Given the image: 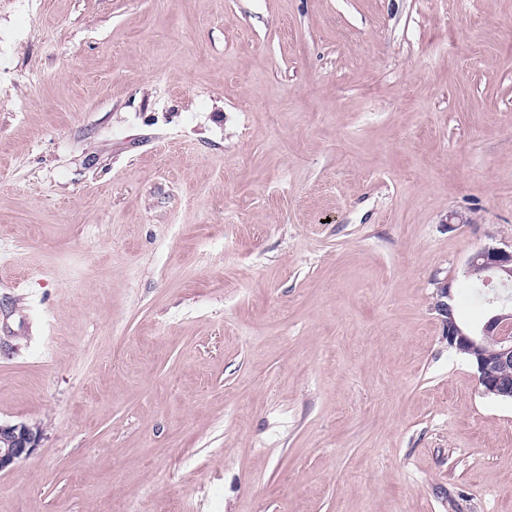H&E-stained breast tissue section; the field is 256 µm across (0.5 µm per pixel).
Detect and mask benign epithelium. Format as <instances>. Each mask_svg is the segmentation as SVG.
Segmentation results:
<instances>
[{
    "instance_id": "7a95c632",
    "label": "benign epithelium",
    "mask_w": 512,
    "mask_h": 512,
    "mask_svg": "<svg viewBox=\"0 0 512 512\" xmlns=\"http://www.w3.org/2000/svg\"><path fill=\"white\" fill-rule=\"evenodd\" d=\"M485 273L490 288L512 286V245L484 246L471 254L463 270ZM454 294L448 282L437 287L435 310L442 318L448 345L469 355L478 382L487 396L512 401V309L502 305L479 328L460 324L454 314ZM41 430L27 423H0V472L28 458L39 447Z\"/></svg>"
}]
</instances>
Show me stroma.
<instances>
[{
  "label": "stroma",
  "mask_w": 512,
  "mask_h": 512,
  "mask_svg": "<svg viewBox=\"0 0 512 512\" xmlns=\"http://www.w3.org/2000/svg\"><path fill=\"white\" fill-rule=\"evenodd\" d=\"M511 243L512 0H0V512H512ZM474 269H480L485 273L481 280L480 276L474 274L470 276ZM465 277H471L469 288L472 295L478 299H485V289L489 288H509L512 286V243L510 246H484L471 254L463 270ZM482 281V283H481ZM454 294L448 282L437 287L435 310L441 316L443 336L475 368L487 396L512 402V306L504 303L479 328H468L455 318ZM487 344L494 346L487 350ZM467 353V354H466ZM40 441L38 427L27 423H0V472L28 458Z\"/></svg>",
  "instance_id": "35a3bbf8"
}]
</instances>
